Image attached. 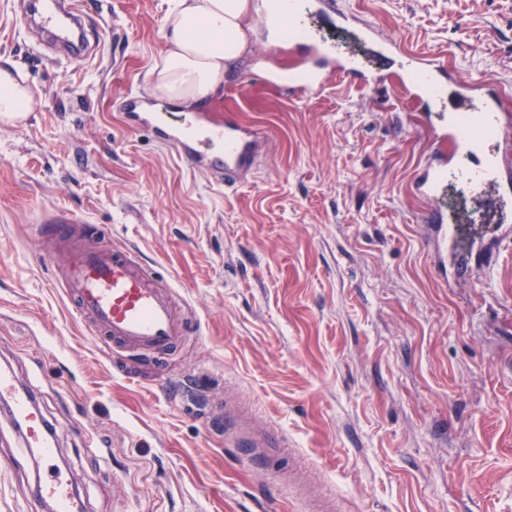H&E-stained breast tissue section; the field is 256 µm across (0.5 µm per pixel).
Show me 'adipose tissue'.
<instances>
[{
    "instance_id": "adipose-tissue-1",
    "label": "adipose tissue",
    "mask_w": 512,
    "mask_h": 512,
    "mask_svg": "<svg viewBox=\"0 0 512 512\" xmlns=\"http://www.w3.org/2000/svg\"><path fill=\"white\" fill-rule=\"evenodd\" d=\"M166 18L165 50L150 70V93L192 107L213 95L224 71L243 53L249 0H173ZM41 100L0 61V121L13 123L37 110Z\"/></svg>"
}]
</instances>
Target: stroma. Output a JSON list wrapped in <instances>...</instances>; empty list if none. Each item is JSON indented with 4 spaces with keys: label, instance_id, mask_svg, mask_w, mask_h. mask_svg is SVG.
I'll list each match as a JSON object with an SVG mask.
<instances>
[{
    "label": "stroma",
    "instance_id": "stroma-1",
    "mask_svg": "<svg viewBox=\"0 0 512 512\" xmlns=\"http://www.w3.org/2000/svg\"><path fill=\"white\" fill-rule=\"evenodd\" d=\"M356 23L308 25L372 69L374 23L465 78L492 76L512 111V0H337ZM0 0V58L42 104L0 124V364L57 429L81 512H512V223L496 194L448 185L455 235L440 281L414 191L431 122L398 80L335 79L293 94L258 82L298 61L244 20L247 47L199 111L263 134L252 170L224 185L123 123L149 93L170 0H85L96 52L69 61ZM104 225L168 281L196 334L156 360L110 350L38 254L42 215ZM0 405V512H35L37 471ZM238 425H273L291 459L244 460Z\"/></svg>",
    "mask_w": 512,
    "mask_h": 512
}]
</instances>
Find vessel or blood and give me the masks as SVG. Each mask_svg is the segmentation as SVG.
<instances>
[{
    "label": "vessel or blood",
    "instance_id": "b4317fda",
    "mask_svg": "<svg viewBox=\"0 0 512 512\" xmlns=\"http://www.w3.org/2000/svg\"><path fill=\"white\" fill-rule=\"evenodd\" d=\"M279 4L291 22V32L302 39L306 61L298 79L278 67L265 69V84L303 93L322 90L334 75L364 86L383 83V76L364 71L337 45L309 30L306 19L316 12L346 21L335 0H279ZM24 30L39 31L67 59H83L94 52L80 0H32ZM362 33L370 40L382 39L386 50L398 58L402 75L425 108L446 105L448 68L443 61L410 52L398 39L380 38L374 25L364 26ZM458 87L461 99L478 94L481 104L472 110L460 107L445 116L436 139L447 148L448 156L422 168L416 190L435 205L450 181L475 191L493 186L499 191L500 204H507L512 199V176L501 154L506 115L487 80H462ZM123 101L128 129L149 131L172 146L188 165L216 181L235 183L238 173L256 161L260 133L233 116L220 121L199 112L174 125L155 103L136 93L125 94ZM41 222L54 241L43 254L44 262L60 271V286L73 300L76 314L107 348L158 357L187 336L188 320L174 310L173 288L154 280L135 251L105 246L103 227L84 217L61 211L43 216ZM0 403L7 405L9 419L19 425L25 448L39 452L43 475L34 488L35 498L50 512H73L75 494L55 463L52 430L12 372L0 370ZM247 437L268 462L275 460L285 443L284 435L265 429L249 431Z\"/></svg>",
    "mask_w": 512,
    "mask_h": 512
}]
</instances>
